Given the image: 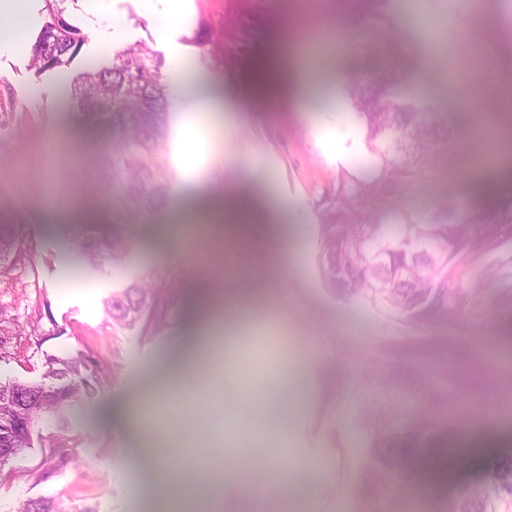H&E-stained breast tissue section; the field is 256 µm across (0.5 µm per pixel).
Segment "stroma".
Wrapping results in <instances>:
<instances>
[{"instance_id": "stroma-1", "label": "stroma", "mask_w": 512, "mask_h": 512, "mask_svg": "<svg viewBox=\"0 0 512 512\" xmlns=\"http://www.w3.org/2000/svg\"><path fill=\"white\" fill-rule=\"evenodd\" d=\"M43 6L20 0L0 30V224L29 243L0 259V381L34 382L46 356L83 354L108 383L71 423L66 468L49 459L57 423L39 422L32 448L0 472V512L44 497L68 512H164L173 473L198 486L199 512H443L459 483L512 449V318L420 329L337 297L318 265L321 195L378 160L352 81L391 76L406 103L453 131L447 160L383 210L418 217L462 199L486 208L512 184V117L501 112L512 0H185L178 14L169 0H77L88 43L37 77L29 48ZM377 25L389 39L375 38ZM140 41L163 57L178 51L206 80L224 104L223 135L212 147L185 97L163 153L169 192L133 219L112 208V131L84 121L69 92L88 62ZM279 55L305 67L306 100L288 87L250 90L259 64ZM212 192L246 199L245 238L210 223ZM86 227L128 234L133 248L123 268L101 264L68 294L65 265ZM134 282L164 289L159 327L106 314L104 300ZM384 375L391 389L380 388ZM433 387L445 393L434 414L452 472L416 466L389 497H369L363 406L384 413ZM217 392L234 449L219 481H203L157 451L179 459L201 442L214 414L198 402ZM273 446L285 451L275 470Z\"/></svg>"}]
</instances>
